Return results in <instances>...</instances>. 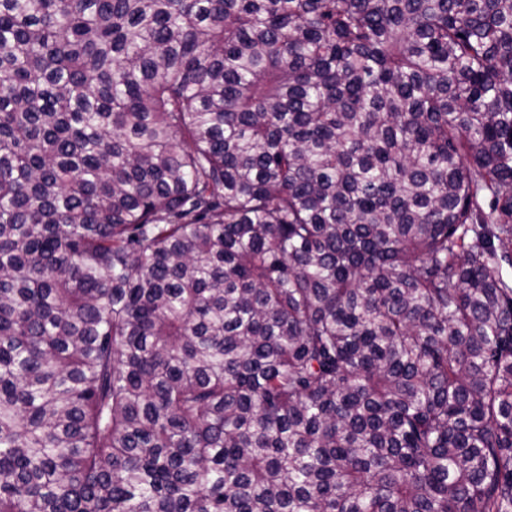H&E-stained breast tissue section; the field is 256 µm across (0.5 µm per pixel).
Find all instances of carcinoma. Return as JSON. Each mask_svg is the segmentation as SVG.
I'll list each match as a JSON object with an SVG mask.
<instances>
[{
  "label": "carcinoma",
  "mask_w": 512,
  "mask_h": 512,
  "mask_svg": "<svg viewBox=\"0 0 512 512\" xmlns=\"http://www.w3.org/2000/svg\"><path fill=\"white\" fill-rule=\"evenodd\" d=\"M512 0H0V512H512Z\"/></svg>",
  "instance_id": "obj_1"
}]
</instances>
